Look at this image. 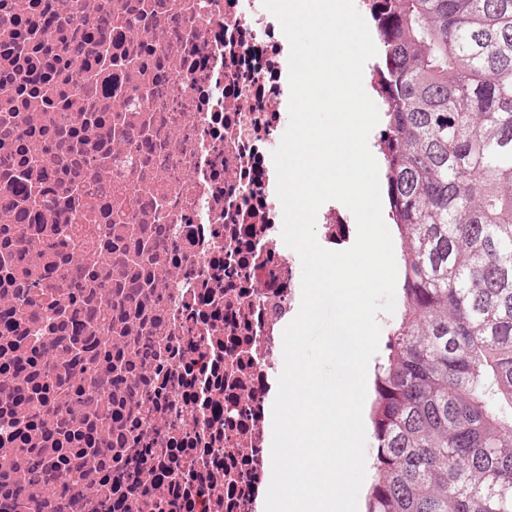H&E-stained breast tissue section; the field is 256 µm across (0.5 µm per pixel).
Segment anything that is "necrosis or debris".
Segmentation results:
<instances>
[{"label":"necrosis or debris","mask_w":512,"mask_h":512,"mask_svg":"<svg viewBox=\"0 0 512 512\" xmlns=\"http://www.w3.org/2000/svg\"><path fill=\"white\" fill-rule=\"evenodd\" d=\"M287 71L262 0H0V512L55 448L73 512H258Z\"/></svg>","instance_id":"1"}]
</instances>
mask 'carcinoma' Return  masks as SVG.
Segmentation results:
<instances>
[{"label": "carcinoma", "instance_id": "carcinoma-1", "mask_svg": "<svg viewBox=\"0 0 512 512\" xmlns=\"http://www.w3.org/2000/svg\"><path fill=\"white\" fill-rule=\"evenodd\" d=\"M401 301L365 512H512V0H371Z\"/></svg>", "mask_w": 512, "mask_h": 512}]
</instances>
